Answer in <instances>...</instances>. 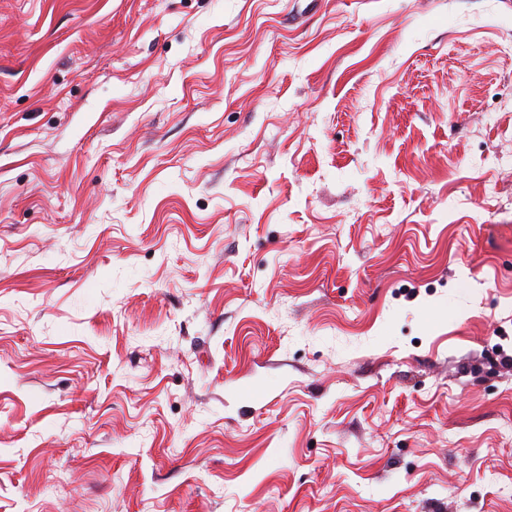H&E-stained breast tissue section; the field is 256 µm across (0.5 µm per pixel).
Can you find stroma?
<instances>
[{
  "mask_svg": "<svg viewBox=\"0 0 512 512\" xmlns=\"http://www.w3.org/2000/svg\"><path fill=\"white\" fill-rule=\"evenodd\" d=\"M512 0H0V512H512Z\"/></svg>",
  "mask_w": 512,
  "mask_h": 512,
  "instance_id": "1",
  "label": "stroma"
}]
</instances>
